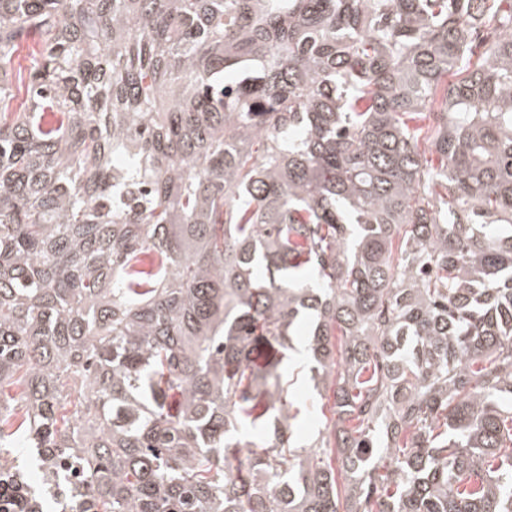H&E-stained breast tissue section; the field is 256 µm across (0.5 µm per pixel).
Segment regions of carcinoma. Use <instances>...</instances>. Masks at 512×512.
Returning a JSON list of instances; mask_svg holds the SVG:
<instances>
[{
	"label": "carcinoma",
	"instance_id": "obj_1",
	"mask_svg": "<svg viewBox=\"0 0 512 512\" xmlns=\"http://www.w3.org/2000/svg\"><path fill=\"white\" fill-rule=\"evenodd\" d=\"M30 39L0 512H512V0H0V73ZM298 353H303L302 358L297 357V352H291L289 360L282 365L283 372L288 375L292 385L289 389V399L293 402L292 414H297L293 423V430L296 440L300 446L310 447L313 445L317 428L321 419L320 406L332 404V392L322 391V397L313 390L309 382L308 368H304L306 362L302 344L295 343ZM330 397V398H329ZM315 400L316 409L312 412L311 403Z\"/></svg>",
	"mask_w": 512,
	"mask_h": 512
}]
</instances>
